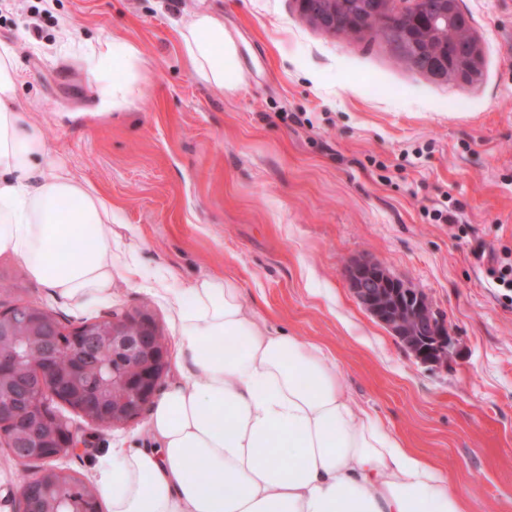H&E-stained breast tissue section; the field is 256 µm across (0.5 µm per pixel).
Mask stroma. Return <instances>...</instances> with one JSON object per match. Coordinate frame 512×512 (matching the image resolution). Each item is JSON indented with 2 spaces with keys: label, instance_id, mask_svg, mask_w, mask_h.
Masks as SVG:
<instances>
[{
  "label": "stroma",
  "instance_id": "stroma-1",
  "mask_svg": "<svg viewBox=\"0 0 512 512\" xmlns=\"http://www.w3.org/2000/svg\"><path fill=\"white\" fill-rule=\"evenodd\" d=\"M201 8L236 41L234 90L199 80L180 46L179 22ZM460 8L483 50L466 88L396 59L375 31L316 30L293 0H0L21 109L111 201L143 270L78 312L0 257V311L29 304L71 328L146 305L174 358L157 275L232 276L268 327L323 345L347 392L462 486L469 512H512V290L488 273L512 263V0ZM115 38L138 48L141 77L106 115L89 62ZM455 202L459 224L434 220ZM362 256L427 295L452 362L420 363L357 302L344 268ZM143 425L91 430L55 465L91 479L110 449L149 447ZM27 476L0 446V512H18Z\"/></svg>",
  "mask_w": 512,
  "mask_h": 512
}]
</instances>
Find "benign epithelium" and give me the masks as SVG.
Segmentation results:
<instances>
[{"label": "benign epithelium", "instance_id": "1", "mask_svg": "<svg viewBox=\"0 0 512 512\" xmlns=\"http://www.w3.org/2000/svg\"><path fill=\"white\" fill-rule=\"evenodd\" d=\"M365 12L355 17L348 12V0H294L300 19L320 31L335 35L344 26L361 33L388 15L385 40L394 53L418 71L443 81L471 86L482 75L483 52L473 28L460 14L459 0H412L410 6L388 11L391 0H358ZM456 23L455 50L448 54V43L442 25ZM349 287L361 306L424 364L443 365L454 355L453 336L447 320L430 304L426 296L392 275L381 263L367 257L353 259L347 266ZM111 326L101 332H80L81 339L73 345L59 344L47 351V359L34 366L30 378L18 382L15 396L0 397V445L8 448L18 463L39 465L32 480L50 473L47 463L73 453L79 446V428L62 424L66 434L64 446L47 454L41 451L43 439L32 424L30 412L43 407L48 381L56 374L60 359L73 371L83 375L93 368L105 373L95 361V348L106 342L112 346L115 363L112 378L122 383L131 372L137 373L123 399L126 409L108 421L85 416L88 423L107 428L137 419L154 400L167 372L168 347L154 319L144 313L117 314L109 318ZM20 512H67L63 501L58 508L45 509L27 494L18 490Z\"/></svg>", "mask_w": 512, "mask_h": 512}]
</instances>
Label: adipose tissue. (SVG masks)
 Here are the masks:
<instances>
[{
	"label": "adipose tissue",
	"mask_w": 512,
	"mask_h": 512,
	"mask_svg": "<svg viewBox=\"0 0 512 512\" xmlns=\"http://www.w3.org/2000/svg\"><path fill=\"white\" fill-rule=\"evenodd\" d=\"M179 41L201 81L239 83L219 18L194 13ZM137 57L113 42L124 76L103 88L106 106L133 95ZM18 81L15 49L0 43V254L81 311L133 284L138 264L102 192L47 161ZM171 294L179 375L149 407L151 447L101 459L92 480L106 512H468L444 471L344 391L323 346L268 328L235 280L205 275Z\"/></svg>",
	"instance_id": "adipose-tissue-1"
}]
</instances>
